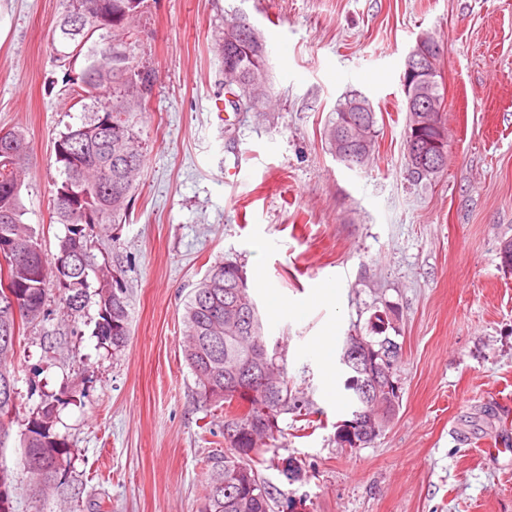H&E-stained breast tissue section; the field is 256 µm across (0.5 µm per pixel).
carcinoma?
Returning <instances> with one entry per match:
<instances>
[{"label": "carcinoma", "mask_w": 512, "mask_h": 512, "mask_svg": "<svg viewBox=\"0 0 512 512\" xmlns=\"http://www.w3.org/2000/svg\"><path fill=\"white\" fill-rule=\"evenodd\" d=\"M92 0H64V11L55 29L64 48L60 59L85 57L81 84L69 88L74 104L82 106L84 119L76 128H68L55 141V158L63 179L54 182L56 223L65 228L59 254L53 265L43 257L40 233L23 220L25 208L21 190L24 184L30 143L19 130L0 145V245L17 249L18 259L8 264L5 278L16 301L8 299L0 284V442L9 436L17 404L13 388L16 378L12 367L16 345L25 327L52 320L54 311L47 305V279L53 276L62 288V304L69 317L77 316L88 302L89 276H94L98 297L96 336L101 343L112 344L119 351L129 336L128 290L115 286V275L123 270L103 261H95L88 248L89 233L97 227L124 224L144 166V146L136 131L138 116L148 111L155 75L149 70L131 67L137 57V40L133 24L143 7V0H112V21L96 28L92 16H86L83 30L66 28L65 19L75 9L85 10ZM242 27L234 16L224 20V29L216 42L224 60V87L230 94L240 91L256 98L250 111L261 120L268 118L270 78L268 49L263 37L254 42L237 38L230 45L227 37ZM418 97L434 108H441L443 94L438 82L419 89ZM352 102L345 99L329 118L325 137L330 149L336 141L363 143L366 159L375 147L377 119L361 128L344 125V109ZM117 128L109 130L108 121ZM245 273L232 261L211 265L188 295L183 314L184 357L194 378L197 394L206 403L224 412V426L250 418L267 422V426L247 433L234 443L224 444V452L204 460L206 486L201 512H273V492L263 470L274 465L266 457L280 432L278 419L284 414L305 417L313 414L304 393L288 380L285 355L269 369L267 379L274 387L259 391L245 411H234V401L224 396V381L233 376L250 353L266 343L263 328L250 332L224 314L229 291ZM345 381L353 403V416L369 402L361 385L367 375L356 369ZM58 399H46L21 433L24 456L22 467L31 481V491L41 499L57 488L67 471L70 451L65 439L54 431ZM349 420V421H351ZM337 426L339 444L359 448L370 442L368 433L349 432ZM245 471L238 478L235 468ZM15 512L12 480L0 473V506Z\"/></svg>", "instance_id": "obj_1"}]
</instances>
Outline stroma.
I'll return each mask as SVG.
<instances>
[{
  "mask_svg": "<svg viewBox=\"0 0 512 512\" xmlns=\"http://www.w3.org/2000/svg\"><path fill=\"white\" fill-rule=\"evenodd\" d=\"M62 0H0V129L32 147L23 203L46 259L65 235L53 214L54 144L83 113L65 93L84 59L61 65L52 40ZM249 16L269 49L275 118L225 102L215 32ZM139 65L155 76L138 129L143 181L129 223L99 231L129 293L121 352L95 334L99 307L29 328L13 367L18 414L0 444L15 512H32L20 433L41 402L62 398L56 431L71 451L42 512H199L201 460L224 448V418L204 406L182 351L188 294L210 265L263 276L252 295L268 341L286 346L290 382L320 426L279 419V459L302 480L264 476L293 512H512V0H144ZM438 43L448 160L414 185L404 155L401 75L420 38ZM359 91L376 112L366 169L331 154L324 125ZM223 112H214L215 101ZM238 171L239 184L225 179ZM336 291L334 303L320 289ZM288 304L276 314L274 301ZM402 346L399 408L371 443L336 427L353 406L339 354L346 336ZM333 335L329 352L323 336Z\"/></svg>",
  "mask_w": 512,
  "mask_h": 512,
  "instance_id": "stroma-1",
  "label": "stroma"
}]
</instances>
